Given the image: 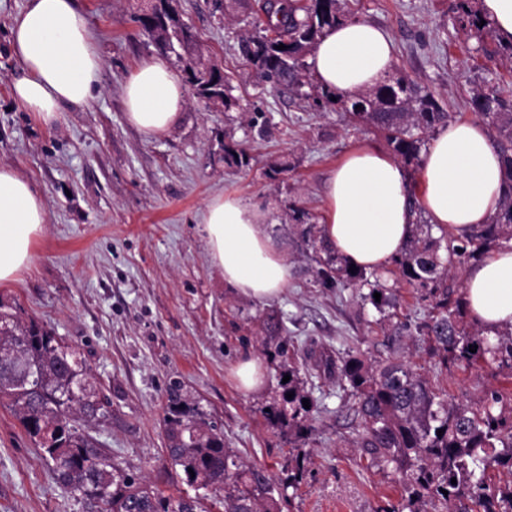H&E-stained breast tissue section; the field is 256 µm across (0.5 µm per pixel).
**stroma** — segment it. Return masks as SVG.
<instances>
[{
  "mask_svg": "<svg viewBox=\"0 0 512 512\" xmlns=\"http://www.w3.org/2000/svg\"><path fill=\"white\" fill-rule=\"evenodd\" d=\"M154 2L76 0L102 56L99 87L86 104L63 106L46 126L11 94L22 65L9 28L27 0H0V165L30 180L46 211L28 269L0 286V301L79 350L111 405L91 434L148 487L168 495L187 488L168 459L162 426L166 388L177 378L222 423L229 447L284 486L282 512H376L399 504L397 476L357 445L354 397L313 371L315 357L325 351L343 361L359 350L382 363L400 355L433 385L473 405L486 389L512 380L493 365L441 366L410 337L388 343L382 315L358 303L351 286H320L302 233L305 223L322 220L325 179L356 143H387L343 112L271 88L239 55L238 40L254 30L261 0H223L219 15L213 0L173 2L203 57L219 64L235 107H214L190 88L183 118L167 136L149 140L127 123L123 84L141 62L160 55L136 21ZM340 7L346 18L386 29L396 46L391 77L430 87L456 118L470 114L472 84L502 70L498 55L476 54L475 39L459 31L456 0H340ZM247 112L265 114V132L244 120ZM229 140L247 147L248 164L225 163ZM279 163L287 171L270 179L269 168ZM223 192L268 213L266 232L290 267L287 288L273 300L241 297L211 261L206 204ZM298 209L308 221L296 219ZM270 310L282 314L294 361L307 367L318 401L314 429L303 440L272 427L261 412L280 392L276 364L253 337L255 316ZM246 356L265 367L260 391L243 392L232 376ZM297 470L299 483L288 487ZM0 512H100L56 483L4 402Z\"/></svg>",
  "mask_w": 512,
  "mask_h": 512,
  "instance_id": "35a3bbf8",
  "label": "stroma"
}]
</instances>
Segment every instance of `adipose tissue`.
<instances>
[{"instance_id": "obj_1", "label": "adipose tissue", "mask_w": 512, "mask_h": 512, "mask_svg": "<svg viewBox=\"0 0 512 512\" xmlns=\"http://www.w3.org/2000/svg\"><path fill=\"white\" fill-rule=\"evenodd\" d=\"M10 44L23 71L12 94L44 125L62 105H82L100 81L102 57L74 0H28L12 20ZM395 59L392 36L364 20L325 30L312 59L319 86L352 94L377 85ZM126 119L147 139L166 136L186 100L181 79L165 60L140 64L123 86ZM500 154L476 120L449 123L430 141L419 177V200L430 223L457 234L486 223L501 204ZM416 215L403 167L382 150L360 145L334 168L325 186V240L354 268L386 269L403 251ZM267 214L232 193L212 197L204 232L213 265L249 299H268L288 285L290 270L267 235ZM46 222L39 191L13 168L0 166V286L17 281ZM467 307L486 328L512 324V249L484 257L465 284Z\"/></svg>"}]
</instances>
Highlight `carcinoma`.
Returning a JSON list of instances; mask_svg holds the SVG:
<instances>
[{
	"mask_svg": "<svg viewBox=\"0 0 512 512\" xmlns=\"http://www.w3.org/2000/svg\"><path fill=\"white\" fill-rule=\"evenodd\" d=\"M475 0H457V21L473 33L478 49L487 50L485 39L495 33L493 24L473 6ZM260 10L266 16L265 34L246 33L239 49L259 76L276 89L305 99L318 109L336 107L361 128L384 134L388 146L404 168L423 164V154L432 136L448 125L451 113L436 92L403 77L379 84L352 96L339 95L317 85L306 54L324 31L343 21L339 0H265ZM137 22L160 50L183 33L192 35L179 17L160 0L151 18ZM283 44L284 50L276 49ZM197 94L213 104L230 108V87L225 80L192 82ZM468 103L476 120L488 129L503 167L502 203L488 223L459 237L432 236V225L415 224L402 253L393 260L398 276L431 300L432 312L417 327L420 341L443 364L453 360L465 367L495 364L512 376V324L480 328L473 333L463 327L461 302L453 299L454 286L448 274L454 263L479 260L501 239L512 240V82L483 80L472 85ZM361 109H355V106ZM224 160L248 163L246 148L238 142L224 143ZM310 224L304 236L317 264L320 283L334 288L341 282L368 285L361 296L381 313L395 307L393 289L382 277L364 270L349 271L336 250L317 245ZM447 252L446 259L439 256ZM380 293L375 301L374 293ZM0 401L7 400L25 432L42 451L48 469L71 495L103 505L102 512H208L207 492L222 512H281L278 489L266 470L244 461L224 443V430L204 409L200 399L182 382L169 383L163 422L171 464L180 468L184 481L195 494L165 495L143 488L120 467L112 454L76 426L77 416L100 423L107 412L95 406L97 390L78 402L71 390L90 380L81 354L34 320H21L16 308L0 301ZM269 356L279 361L278 397L267 405L265 418L274 426L298 434L312 430L318 406L300 369L288 358V338L283 322L274 313L256 318ZM476 352H471V349ZM323 375L348 384L356 400L360 447L372 462L399 475L401 507L383 512H512V392H484L479 405L456 402L437 391L408 363L393 360L373 364L359 356L335 363L329 354L316 362ZM294 396L287 397L288 393ZM310 402L303 407L302 400ZM443 434H438V431ZM507 476L492 486L488 471ZM456 483H451V479Z\"/></svg>",
	"mask_w": 512,
	"mask_h": 512,
	"instance_id": "cac0c4a2",
	"label": "carcinoma"
}]
</instances>
